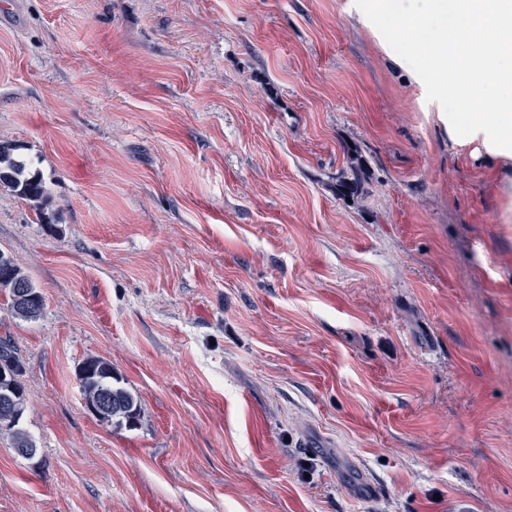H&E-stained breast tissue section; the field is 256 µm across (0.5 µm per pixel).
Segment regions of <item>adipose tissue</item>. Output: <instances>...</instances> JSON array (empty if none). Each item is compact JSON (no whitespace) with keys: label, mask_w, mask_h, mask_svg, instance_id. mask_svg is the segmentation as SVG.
<instances>
[{"label":"adipose tissue","mask_w":512,"mask_h":512,"mask_svg":"<svg viewBox=\"0 0 512 512\" xmlns=\"http://www.w3.org/2000/svg\"><path fill=\"white\" fill-rule=\"evenodd\" d=\"M398 15L432 38L394 54L447 103L448 140L491 166L499 220L512 223V0H396ZM483 104L465 112L462 100Z\"/></svg>","instance_id":"obj_1"}]
</instances>
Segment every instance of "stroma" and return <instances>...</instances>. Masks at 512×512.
I'll list each match as a JSON object with an SVG mask.
<instances>
[{
	"instance_id": "35a3bbf8",
	"label": "stroma",
	"mask_w": 512,
	"mask_h": 512,
	"mask_svg": "<svg viewBox=\"0 0 512 512\" xmlns=\"http://www.w3.org/2000/svg\"><path fill=\"white\" fill-rule=\"evenodd\" d=\"M360 2L0 0V142L47 188L0 189L43 296L0 305L37 448L0 432V512H512V224ZM365 165L353 163L350 173L336 184V192L343 197H357L364 192ZM77 378L86 407L101 405L103 399H109L103 416L96 417L100 422L129 429L138 426L143 413L141 402L120 385L119 375L110 362L97 357L87 358L78 367Z\"/></svg>"
}]
</instances>
